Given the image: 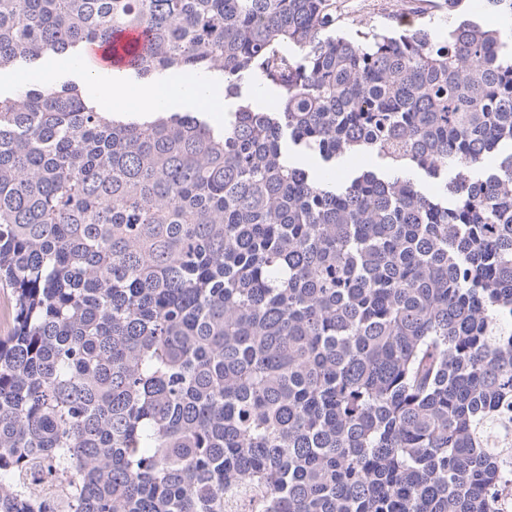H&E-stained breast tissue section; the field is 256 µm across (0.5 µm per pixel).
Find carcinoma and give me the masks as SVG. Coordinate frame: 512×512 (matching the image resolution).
<instances>
[{
    "label": "carcinoma",
    "mask_w": 512,
    "mask_h": 512,
    "mask_svg": "<svg viewBox=\"0 0 512 512\" xmlns=\"http://www.w3.org/2000/svg\"><path fill=\"white\" fill-rule=\"evenodd\" d=\"M126 31L138 78H257L280 102L215 126L52 76L0 95V512H58L55 485L67 512H499L512 28L0 0V72L76 69Z\"/></svg>",
    "instance_id": "1"
}]
</instances>
